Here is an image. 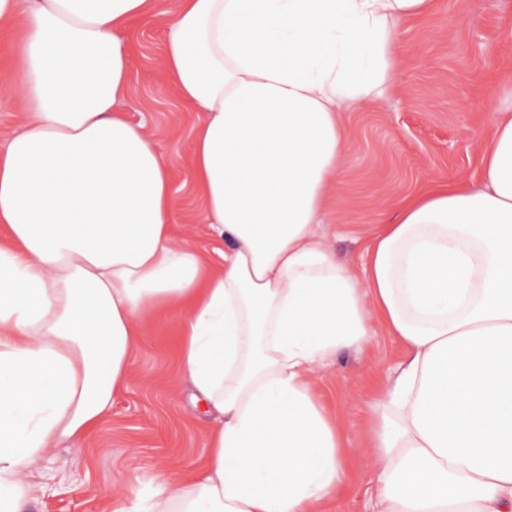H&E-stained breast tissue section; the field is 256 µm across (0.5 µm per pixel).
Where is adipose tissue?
I'll return each instance as SVG.
<instances>
[{"mask_svg":"<svg viewBox=\"0 0 512 512\" xmlns=\"http://www.w3.org/2000/svg\"><path fill=\"white\" fill-rule=\"evenodd\" d=\"M436 0H175L163 77L198 113L191 177L231 247L171 234V162L116 112L120 32L158 0H0L21 22V129L0 149V512L105 422L132 354L180 314V374L217 413L202 470L120 512H320L347 450L310 371L382 321L411 352L372 430L373 512H512V109L479 186L404 198L363 275L318 232L352 143L340 114L397 78Z\"/></svg>","mask_w":512,"mask_h":512,"instance_id":"1","label":"adipose tissue"}]
</instances>
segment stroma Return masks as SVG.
<instances>
[{
    "label": "stroma",
    "mask_w": 512,
    "mask_h": 512,
    "mask_svg": "<svg viewBox=\"0 0 512 512\" xmlns=\"http://www.w3.org/2000/svg\"><path fill=\"white\" fill-rule=\"evenodd\" d=\"M132 23L131 83L118 109L152 136L172 162L178 193L174 241L192 245L208 264L228 245L202 221L204 201L189 170L198 115L182 108L162 76L166 10ZM395 84L350 107L342 121L353 145L331 193L328 246L354 272L380 225L398 204L436 182L480 181L487 114L512 103V0H440L427 21L402 26ZM18 68L0 67V147L17 132L24 110L14 88ZM178 320L160 317L132 356L126 389L110 417L78 445L54 449L39 464V488L28 512H107L134 498L164 497L198 470L208 452L214 415L194 407L171 350ZM408 360L407 348L385 328L364 348L336 353L309 378L349 447L342 486L324 512H370L369 466L374 407Z\"/></svg>",
    "instance_id": "stroma-1"
}]
</instances>
